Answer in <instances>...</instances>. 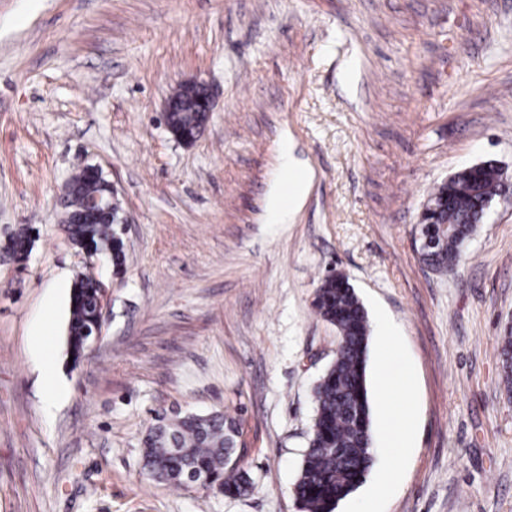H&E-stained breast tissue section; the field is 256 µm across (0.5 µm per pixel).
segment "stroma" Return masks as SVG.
Here are the masks:
<instances>
[{
  "instance_id": "obj_1",
  "label": "stroma",
  "mask_w": 512,
  "mask_h": 512,
  "mask_svg": "<svg viewBox=\"0 0 512 512\" xmlns=\"http://www.w3.org/2000/svg\"><path fill=\"white\" fill-rule=\"evenodd\" d=\"M195 78L216 103L188 147L163 102ZM285 145L310 185L271 224ZM483 161L512 171V0H0V245L36 230L24 271L0 253V512H299L339 342L313 307L332 269L370 319L374 450L336 512H512V202L493 200L454 271L414 246L434 189ZM81 163L117 189L122 271L60 229ZM87 269L107 294L101 339L70 365L64 302L39 358L59 276ZM41 363L67 390L50 415ZM387 408L407 447L390 446ZM175 411L242 418L247 495L144 471L147 429ZM501 382L504 386L506 393L511 396L512 394V336H503L501 349Z\"/></svg>"
}]
</instances>
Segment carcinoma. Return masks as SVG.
<instances>
[{"instance_id": "1", "label": "carcinoma", "mask_w": 512, "mask_h": 512, "mask_svg": "<svg viewBox=\"0 0 512 512\" xmlns=\"http://www.w3.org/2000/svg\"><path fill=\"white\" fill-rule=\"evenodd\" d=\"M178 111L171 113L173 123L186 135L194 136L205 121L195 104L173 94ZM105 180L76 178L64 198L62 225L71 243L81 249L90 243L101 255L112 260L113 268L125 266V242L119 228V204L113 217L98 218L85 212L87 198L102 192ZM502 184L496 166L488 163L479 178L469 180L466 173H456L431 194L429 203L448 200L438 213L448 235L435 249L420 260L429 269L444 273L453 269L461 257V248L483 220L484 203L500 194ZM34 228L18 227L8 237L4 252L12 257L32 244ZM96 286L86 275L73 282L68 321V353L79 363L93 331ZM314 308L319 316L336 327L339 351L314 391L315 412L302 466L293 485V494L301 512H335L338 503L364 481L372 462L371 408L366 381L369 348V325L366 310L353 287L341 288L336 282L322 279L316 290ZM501 382L512 394V336L502 338ZM242 433L239 419L226 412L185 415L159 420L144 439V462L159 483L179 486L185 473L193 467L207 474L211 483L227 496H241L251 487V478L241 465L228 461L233 445Z\"/></svg>"}]
</instances>
